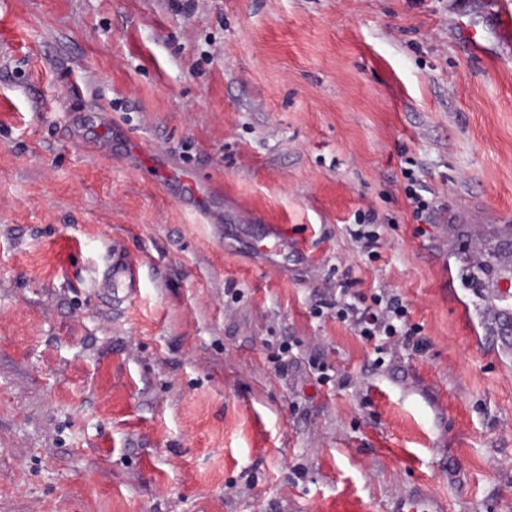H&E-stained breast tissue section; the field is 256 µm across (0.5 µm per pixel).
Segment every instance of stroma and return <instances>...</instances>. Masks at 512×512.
Instances as JSON below:
<instances>
[{
    "instance_id": "35a3bbf8",
    "label": "stroma",
    "mask_w": 512,
    "mask_h": 512,
    "mask_svg": "<svg viewBox=\"0 0 512 512\" xmlns=\"http://www.w3.org/2000/svg\"><path fill=\"white\" fill-rule=\"evenodd\" d=\"M507 11L0 0V512H512V349L448 285L449 224L512 221ZM345 287L423 349L377 355ZM404 177L409 181V186L406 188L405 193L409 201V205L412 208V216L418 221L422 220L424 223L427 222V218L432 210L431 202L421 195L417 189L426 191L424 186L420 183L418 178L414 176L411 171H404ZM354 228L349 229V236L356 248L362 252H367L369 257L375 255L371 254L373 249L378 247L380 234L377 225L375 224H352ZM98 288L115 302L134 297L139 292L140 275L137 265L121 253H112V261L99 274ZM354 299L349 301L344 298L336 303V318L351 325L365 340H383L385 347L379 348V352L400 344L411 345L417 351L423 348V340H414L415 336H419L421 327L411 323L408 308L397 296L387 291L373 293L368 305L365 296Z\"/></svg>"
}]
</instances>
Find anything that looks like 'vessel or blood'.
<instances>
[{
	"label": "vessel or blood",
	"instance_id": "b4317fda",
	"mask_svg": "<svg viewBox=\"0 0 512 512\" xmlns=\"http://www.w3.org/2000/svg\"><path fill=\"white\" fill-rule=\"evenodd\" d=\"M454 238L457 274L463 287L478 298L473 316L478 335L507 339L512 335V226L478 230L459 221ZM98 286L114 301L132 298L140 288L139 269L125 256L113 254L99 275Z\"/></svg>",
	"mask_w": 512,
	"mask_h": 512
}]
</instances>
